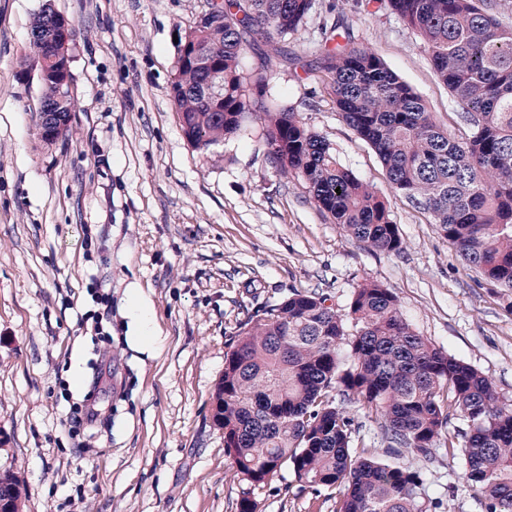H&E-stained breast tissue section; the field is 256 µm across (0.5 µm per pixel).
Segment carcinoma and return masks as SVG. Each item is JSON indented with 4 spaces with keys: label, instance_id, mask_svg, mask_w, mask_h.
<instances>
[{
    "label": "carcinoma",
    "instance_id": "1",
    "mask_svg": "<svg viewBox=\"0 0 512 512\" xmlns=\"http://www.w3.org/2000/svg\"><path fill=\"white\" fill-rule=\"evenodd\" d=\"M487 0H389L427 45L431 63L462 110L460 142L432 118L413 89L373 53L338 45L322 55L338 112L375 151L394 188L428 212L469 266L512 288V30ZM313 0H218L224 23L204 25L203 46L224 47V111L196 89L203 77L175 71L181 123L205 143L240 129L250 112L280 175L302 177L320 209L351 239L398 253L397 225L372 187L337 163L325 140L290 109L265 105V71L239 59L258 37L297 30ZM258 99H243L247 82ZM341 193H336V190ZM295 291L239 324L224 357L214 414L225 453L254 486L284 466L318 493L336 491V512H437L410 460L445 442L460 451L466 482L485 512H512V404L494 384L412 330L396 295L375 282L347 307ZM355 404L387 442L378 453L355 437ZM469 431L452 428L455 420Z\"/></svg>",
    "mask_w": 512,
    "mask_h": 512
}]
</instances>
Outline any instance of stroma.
I'll list each match as a JSON object with an SVG mask.
<instances>
[{"label": "stroma", "instance_id": "stroma-1", "mask_svg": "<svg viewBox=\"0 0 512 512\" xmlns=\"http://www.w3.org/2000/svg\"><path fill=\"white\" fill-rule=\"evenodd\" d=\"M204 0H0V470L26 490L23 512H336L291 468L252 487L224 451L213 394L244 322L292 290L345 308L367 282L394 292L412 329L488 376L512 403V290L467 266L431 216L397 192L370 146L336 110L320 67L323 24L379 57L456 139L468 128L427 47L387 0H314L286 38L240 58L266 70L270 100L324 138L369 183L404 248L351 240L302 178L281 177L262 125L207 148L184 137L170 84L177 29ZM70 20L72 119L43 141V85L30 47L43 7ZM109 294L108 341L82 335ZM140 294L160 337L138 338ZM107 421L68 432L70 398L89 386ZM441 512H482L464 459L413 460Z\"/></svg>", "mask_w": 512, "mask_h": 512}]
</instances>
